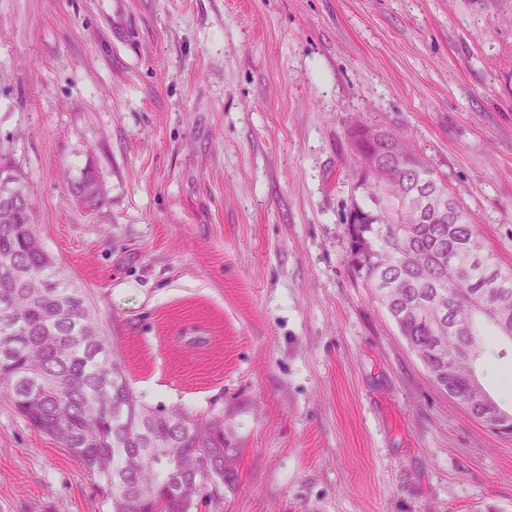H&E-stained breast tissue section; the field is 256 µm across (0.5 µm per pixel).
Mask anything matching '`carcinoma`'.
I'll return each instance as SVG.
<instances>
[{"label": "carcinoma", "mask_w": 512, "mask_h": 512, "mask_svg": "<svg viewBox=\"0 0 512 512\" xmlns=\"http://www.w3.org/2000/svg\"><path fill=\"white\" fill-rule=\"evenodd\" d=\"M384 144L406 157L382 175L364 174L369 197L380 208L359 205L346 216L348 260L372 288L405 276L379 296L400 333L438 387L484 422L481 393L469 379L478 373L494 337L512 341V275L484 253L478 225L446 196L448 219L420 223L401 210L442 179L404 132ZM86 206L101 201L98 181L86 174L75 187ZM375 247L387 249L382 266ZM491 300L497 317L475 303ZM466 325L448 331L454 321ZM0 396L34 428L52 437L112 491L113 512H198L219 503L224 483L198 487L192 467L208 454L224 470L234 449L224 443V416L199 418L158 410L130 388L89 294L74 286L42 244L35 206L23 176L0 162Z\"/></svg>", "instance_id": "cac0c4a2"}]
</instances>
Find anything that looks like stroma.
<instances>
[{
    "instance_id": "35a3bbf8",
    "label": "stroma",
    "mask_w": 512,
    "mask_h": 512,
    "mask_svg": "<svg viewBox=\"0 0 512 512\" xmlns=\"http://www.w3.org/2000/svg\"><path fill=\"white\" fill-rule=\"evenodd\" d=\"M357 123L407 133L512 271V0H0V156L135 395L223 416L224 512H512V436L347 262ZM0 512H112L1 397ZM75 195L84 205L97 206L101 201V187L98 181L88 173L75 187Z\"/></svg>"
}]
</instances>
